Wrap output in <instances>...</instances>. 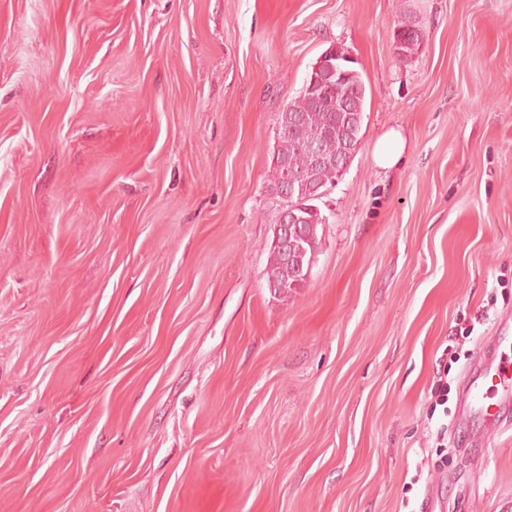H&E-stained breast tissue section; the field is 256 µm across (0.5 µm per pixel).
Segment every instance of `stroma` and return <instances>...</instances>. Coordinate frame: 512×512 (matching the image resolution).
<instances>
[{"mask_svg":"<svg viewBox=\"0 0 512 512\" xmlns=\"http://www.w3.org/2000/svg\"><path fill=\"white\" fill-rule=\"evenodd\" d=\"M332 46L362 142L282 293L277 118ZM504 320L512 0H0V512H512V426L436 434ZM423 37H425V34L422 32H410V28L407 24L399 26L397 30L394 29V43L397 45V41H400V43L397 45V49L399 51L398 57L401 59L403 57H407L415 46H419L421 44ZM403 152V142L397 134L386 136L377 146L375 154L379 164L383 166L395 165Z\"/></svg>","mask_w":512,"mask_h":512,"instance_id":"stroma-1","label":"stroma"}]
</instances>
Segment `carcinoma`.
<instances>
[{"mask_svg": "<svg viewBox=\"0 0 512 512\" xmlns=\"http://www.w3.org/2000/svg\"><path fill=\"white\" fill-rule=\"evenodd\" d=\"M425 37L423 33H412L408 25L398 27L393 33V39L398 41V57L403 58L421 44ZM338 70L346 73L343 87L353 91H362L365 85L360 74L354 70L349 62L341 59L335 62ZM331 84H336V76L330 77ZM329 84V85H331ZM329 85L318 83L314 87H305L300 97L285 106L279 113L278 126L280 127V146L273 154L270 169L271 181L275 190L281 188L283 170L293 172L297 177L304 176L310 166L309 153L304 146V137L307 130L297 127L296 118L302 113H313L324 126L325 135L320 142V152L332 158L341 148L340 139L337 136L339 125V113L323 100V96L330 92ZM286 204L296 208L298 216L302 220L297 224V237L293 238L294 248L302 254V263L290 262L282 249L278 246H269L268 286L275 290L286 291L304 284L308 274L310 259L318 249L319 226L323 224L321 212L314 211L316 200L300 199L296 196L286 200Z\"/></svg>", "mask_w": 512, "mask_h": 512, "instance_id": "cac0c4a2", "label": "carcinoma"}]
</instances>
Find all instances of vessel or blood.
<instances>
[{"label":"vessel or blood","instance_id":"vessel-or-blood-1","mask_svg":"<svg viewBox=\"0 0 512 512\" xmlns=\"http://www.w3.org/2000/svg\"><path fill=\"white\" fill-rule=\"evenodd\" d=\"M491 344L496 358L464 377L461 413L479 416L488 428L498 429L507 425L503 410L512 403V335L499 333Z\"/></svg>","mask_w":512,"mask_h":512}]
</instances>
